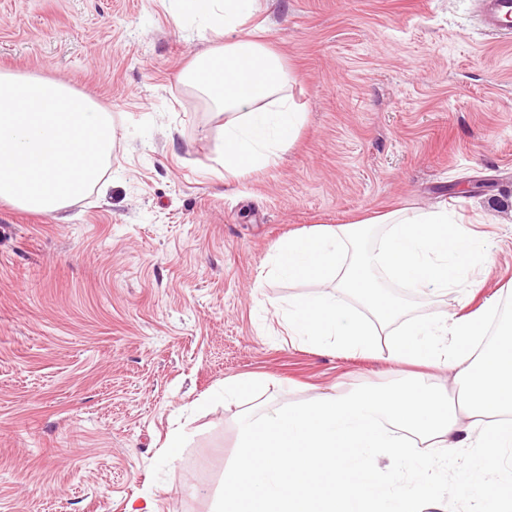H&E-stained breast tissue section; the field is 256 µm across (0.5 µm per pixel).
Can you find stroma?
Instances as JSON below:
<instances>
[{
    "label": "stroma",
    "instance_id": "obj_1",
    "mask_svg": "<svg viewBox=\"0 0 512 512\" xmlns=\"http://www.w3.org/2000/svg\"><path fill=\"white\" fill-rule=\"evenodd\" d=\"M168 8L0 0V70L66 83L116 125L107 190L68 220L0 202V512H127L136 496L217 512L243 406L400 381L387 354L288 336L277 307L326 286L272 273L291 233L445 206L480 233L487 285L388 283L403 317L467 314L512 288V41L477 0H256L248 26L305 120L237 178L215 172L221 118L180 80L211 42ZM238 377L266 387L225 403Z\"/></svg>",
    "mask_w": 512,
    "mask_h": 512
}]
</instances>
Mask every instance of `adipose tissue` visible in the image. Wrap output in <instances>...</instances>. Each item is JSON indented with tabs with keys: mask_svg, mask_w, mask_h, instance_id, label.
Wrapping results in <instances>:
<instances>
[{
	"mask_svg": "<svg viewBox=\"0 0 512 512\" xmlns=\"http://www.w3.org/2000/svg\"><path fill=\"white\" fill-rule=\"evenodd\" d=\"M176 25L196 23L214 42L182 80L204 93L223 114L217 162L241 177L273 163L302 122L280 58L247 31L254 0H169ZM388 225L381 245L366 253L349 248L364 236L366 220L320 225L282 241L274 274L289 280L329 276L336 288L289 299L279 313L290 336L362 355H379L390 335L389 359L420 366L419 374L385 390L365 387L326 392L303 406L273 405L239 413L240 446L224 470L223 512H447L437 493L454 455L469 475L455 495L471 512L512 502V474L484 483L482 468L506 461L512 471V324L484 344L490 301L474 313L441 311L400 328L393 301L363 317L347 296L367 304L381 276L417 290H448L465 283V262H486L478 239L439 208L413 217L377 216ZM452 374L448 390L439 371ZM433 447L413 486L384 478L377 459L407 458L416 443Z\"/></svg>",
	"mask_w": 512,
	"mask_h": 512,
	"instance_id": "ef3b65f1",
	"label": "adipose tissue"
}]
</instances>
